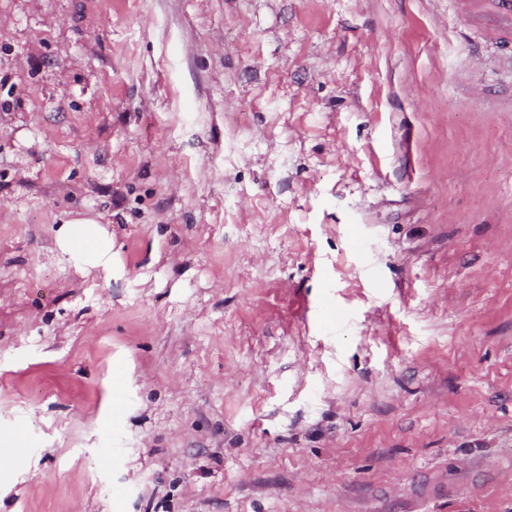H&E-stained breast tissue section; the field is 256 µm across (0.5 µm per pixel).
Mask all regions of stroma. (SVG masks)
<instances>
[{"label":"stroma","instance_id":"obj_1","mask_svg":"<svg viewBox=\"0 0 512 512\" xmlns=\"http://www.w3.org/2000/svg\"><path fill=\"white\" fill-rule=\"evenodd\" d=\"M0 23V449L29 448L0 512H512L489 9L0 0ZM83 216L111 265L57 251Z\"/></svg>","mask_w":512,"mask_h":512}]
</instances>
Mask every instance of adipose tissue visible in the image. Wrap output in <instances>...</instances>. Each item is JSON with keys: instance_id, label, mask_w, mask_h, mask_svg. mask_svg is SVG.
Wrapping results in <instances>:
<instances>
[{"instance_id": "1", "label": "adipose tissue", "mask_w": 512, "mask_h": 512, "mask_svg": "<svg viewBox=\"0 0 512 512\" xmlns=\"http://www.w3.org/2000/svg\"><path fill=\"white\" fill-rule=\"evenodd\" d=\"M56 245L62 254L78 257L88 267L107 266L112 262V239L90 218L64 223L57 233Z\"/></svg>"}]
</instances>
